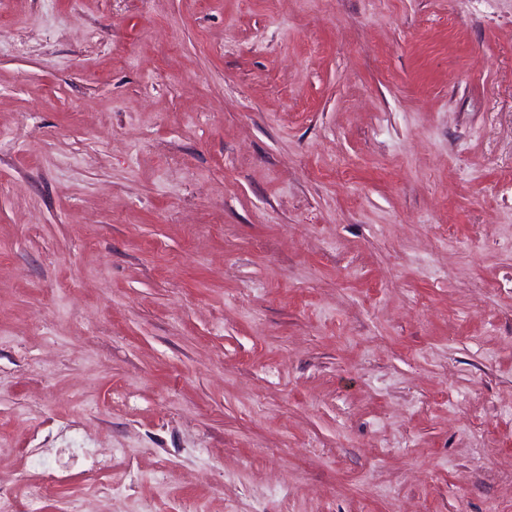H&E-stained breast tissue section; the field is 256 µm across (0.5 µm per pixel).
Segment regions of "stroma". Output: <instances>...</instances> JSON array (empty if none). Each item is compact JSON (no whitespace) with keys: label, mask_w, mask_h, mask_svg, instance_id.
Returning <instances> with one entry per match:
<instances>
[{"label":"stroma","mask_w":512,"mask_h":512,"mask_svg":"<svg viewBox=\"0 0 512 512\" xmlns=\"http://www.w3.org/2000/svg\"><path fill=\"white\" fill-rule=\"evenodd\" d=\"M0 490L512 512V0H0Z\"/></svg>","instance_id":"35a3bbf8"}]
</instances>
